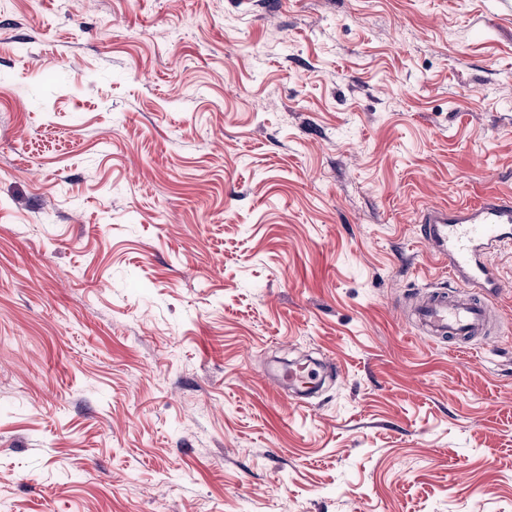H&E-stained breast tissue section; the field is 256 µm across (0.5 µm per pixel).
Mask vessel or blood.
Listing matches in <instances>:
<instances>
[{"instance_id":"1","label":"vessel or blood","mask_w":512,"mask_h":512,"mask_svg":"<svg viewBox=\"0 0 512 512\" xmlns=\"http://www.w3.org/2000/svg\"><path fill=\"white\" fill-rule=\"evenodd\" d=\"M416 221L423 239L439 263L447 267L455 286L425 292L412 314L422 338L447 343L449 349L488 335L491 297L500 283L492 253L512 246V196L488 195L453 206L427 205ZM280 378L297 394L305 395L320 383L316 366L289 365Z\"/></svg>"}]
</instances>
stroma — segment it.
Segmentation results:
<instances>
[{"label":"stroma","mask_w":512,"mask_h":512,"mask_svg":"<svg viewBox=\"0 0 512 512\" xmlns=\"http://www.w3.org/2000/svg\"><path fill=\"white\" fill-rule=\"evenodd\" d=\"M508 191L512 0H0V504L512 512V250L487 339L404 316ZM280 379L297 394L306 395L320 383L317 366L309 364L306 368L297 364H288V370L280 371Z\"/></svg>","instance_id":"1"}]
</instances>
